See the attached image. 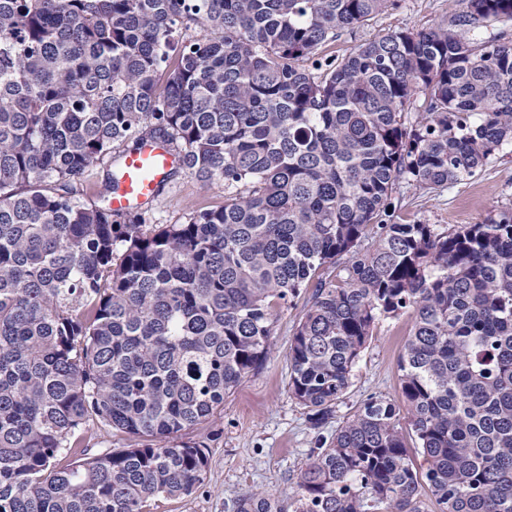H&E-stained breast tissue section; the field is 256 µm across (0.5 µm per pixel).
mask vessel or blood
Listing matches in <instances>:
<instances>
[{
	"instance_id": "vessel-or-blood-1",
	"label": "vessel or blood",
	"mask_w": 512,
	"mask_h": 512,
	"mask_svg": "<svg viewBox=\"0 0 512 512\" xmlns=\"http://www.w3.org/2000/svg\"><path fill=\"white\" fill-rule=\"evenodd\" d=\"M177 162V155L168 145L153 140L144 141L138 150L125 155L108 189L113 211L122 213L152 201L161 179Z\"/></svg>"
}]
</instances>
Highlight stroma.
<instances>
[{
	"label": "stroma",
	"instance_id": "35a3bbf8",
	"mask_svg": "<svg viewBox=\"0 0 512 512\" xmlns=\"http://www.w3.org/2000/svg\"><path fill=\"white\" fill-rule=\"evenodd\" d=\"M457 0H398L362 27L331 43L327 54L344 58L356 46L398 30L432 28L458 9ZM224 202V187L185 176L168 184L154 201L156 224L181 221L189 207ZM512 207V147L496 156L474 178L438 190L400 182L390 199V223L424 222L445 230L480 224ZM305 298L282 309L274 328L273 352L224 397V408L208 423L182 431L185 441L206 444L208 466L200 489L186 497L159 498L150 512H234L240 496L265 492L285 506L296 488L318 436H331L339 419L369 396L402 404L398 362L411 326L410 314L380 320L354 369L352 385L336 406V418L313 428L306 410L289 391L288 345L303 313Z\"/></svg>",
	"mask_w": 512,
	"mask_h": 512
}]
</instances>
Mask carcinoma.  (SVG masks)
Masks as SVG:
<instances>
[{"mask_svg":"<svg viewBox=\"0 0 512 512\" xmlns=\"http://www.w3.org/2000/svg\"><path fill=\"white\" fill-rule=\"evenodd\" d=\"M459 2L338 63L322 47L396 0H0V512L192 494L207 455L175 436L261 366L306 288L289 391L315 428L380 318L412 312L400 386L426 469L370 396L316 439L290 512H422L424 489L439 512H512V209L383 220L401 180L456 184L512 145V42L481 37L512 0ZM148 138L183 156L161 186L219 182L224 204L149 229V203L73 198ZM92 424L130 443L90 453ZM235 512L283 509L251 491ZM109 163L104 162L94 167L83 179L74 184V198L84 204L91 205L97 202L99 193L103 192L105 178Z\"/></svg>","mask_w":512,"mask_h":512,"instance_id":"obj_1","label":"carcinoma"}]
</instances>
